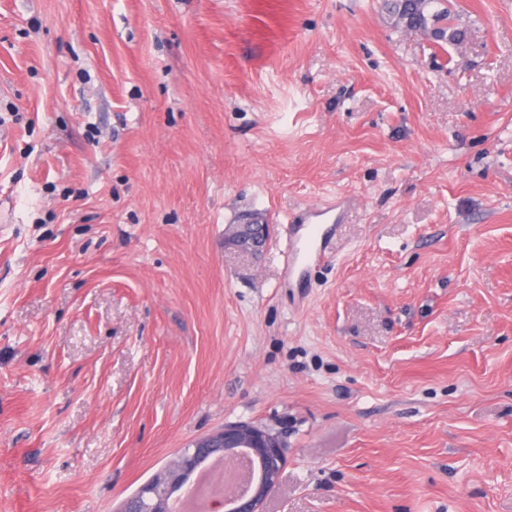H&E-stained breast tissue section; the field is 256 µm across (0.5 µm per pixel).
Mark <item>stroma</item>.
Masks as SVG:
<instances>
[{"mask_svg":"<svg viewBox=\"0 0 512 512\" xmlns=\"http://www.w3.org/2000/svg\"><path fill=\"white\" fill-rule=\"evenodd\" d=\"M452 2L442 48L382 0H0V512H120L239 421L264 512H512V0Z\"/></svg>","mask_w":512,"mask_h":512,"instance_id":"1","label":"stroma"}]
</instances>
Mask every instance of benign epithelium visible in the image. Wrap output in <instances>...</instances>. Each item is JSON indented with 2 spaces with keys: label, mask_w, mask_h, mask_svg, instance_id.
I'll return each mask as SVG.
<instances>
[{
  "label": "benign epithelium",
  "mask_w": 512,
  "mask_h": 512,
  "mask_svg": "<svg viewBox=\"0 0 512 512\" xmlns=\"http://www.w3.org/2000/svg\"><path fill=\"white\" fill-rule=\"evenodd\" d=\"M265 225L248 224L237 233L244 248L255 247ZM245 459L255 467V476L243 494L224 499L225 512H262V506L279 482L285 464V444L271 430L251 422L224 425L182 450L177 458L147 486L143 499H132L123 512H168L171 496L188 484L196 471L213 459Z\"/></svg>",
  "instance_id": "obj_1"
}]
</instances>
